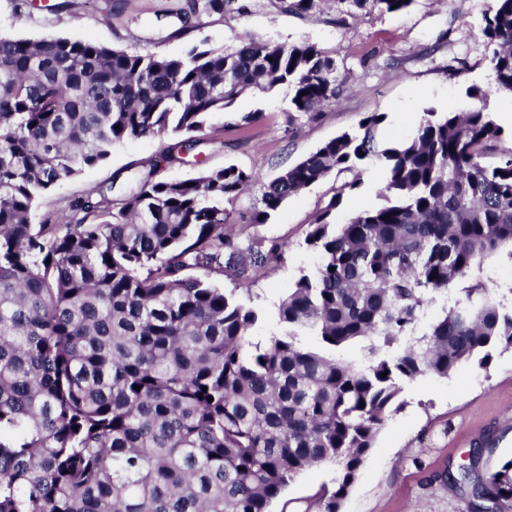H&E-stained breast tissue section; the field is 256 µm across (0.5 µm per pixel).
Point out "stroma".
Returning <instances> with one entry per match:
<instances>
[{
  "label": "stroma",
  "mask_w": 512,
  "mask_h": 512,
  "mask_svg": "<svg viewBox=\"0 0 512 512\" xmlns=\"http://www.w3.org/2000/svg\"><path fill=\"white\" fill-rule=\"evenodd\" d=\"M491 0H415L400 14L359 13L341 18L335 0L316 9L297 0H224L218 10L195 7L194 0H0V35L36 39L56 35L91 40L137 54L184 55L204 44L221 49L252 34L276 42H309L335 55L348 81L341 96L317 119L288 121L283 93L249 91L231 108L214 113L209 136L196 151L202 163L167 164L165 137L127 140L114 146L100 166L60 180L46 194L38 220L68 212L75 199L97 186L123 183L128 172L157 164V176L183 180L200 167L232 163L259 178V186L234 204L233 229L245 242L283 244L281 261L258 267L248 280L210 273L263 311L256 333L277 330L276 309L298 278L313 271L319 256L306 243L317 216L336 202L335 219L383 204L384 173L367 164L360 173L333 172L288 199L265 224H252L248 212L260 186L322 144L357 129L371 112L384 113L377 138L403 140L417 128L425 110L460 112L471 103L470 87L488 86L491 71L480 45L483 18ZM254 115L240 127L243 115ZM493 299L512 305V255L501 252L479 273ZM400 408L384 424L343 499L339 512H472L465 491L443 485L440 474L468 463L476 441L487 434L499 442L486 449L481 466L489 470L512 459V350L495 351L480 368L464 363L448 377H418L404 384ZM334 467L311 468L292 482L272 512H313L322 485L332 484Z\"/></svg>",
  "instance_id": "obj_1"
}]
</instances>
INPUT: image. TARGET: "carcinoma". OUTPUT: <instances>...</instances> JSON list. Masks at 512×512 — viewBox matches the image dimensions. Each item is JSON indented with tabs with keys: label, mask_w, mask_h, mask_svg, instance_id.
Wrapping results in <instances>:
<instances>
[{
	"label": "carcinoma",
	"mask_w": 512,
	"mask_h": 512,
	"mask_svg": "<svg viewBox=\"0 0 512 512\" xmlns=\"http://www.w3.org/2000/svg\"><path fill=\"white\" fill-rule=\"evenodd\" d=\"M413 2L337 0L347 15ZM481 45L492 82L469 88L468 111L430 109L395 144L370 112L263 184L252 224L334 170L386 173L384 204L336 223L333 200L317 217L320 264L260 340L256 308L187 272L190 255L236 278L282 258L230 230L253 174L228 164L169 181L152 165L118 199L92 189L64 224L32 215L124 140L168 136L164 161L185 162L211 114L250 89L282 90L290 120L315 118L344 83L336 58L253 37L165 56L0 35V512H270L325 464L340 472L317 512H339L404 381L512 349V307L481 280L421 327L428 304L512 247V147L484 161L502 136L488 99L512 93V0H494ZM355 345L359 360L344 359ZM481 452L441 481L512 501V459L483 472Z\"/></svg>",
	"instance_id": "1"
}]
</instances>
